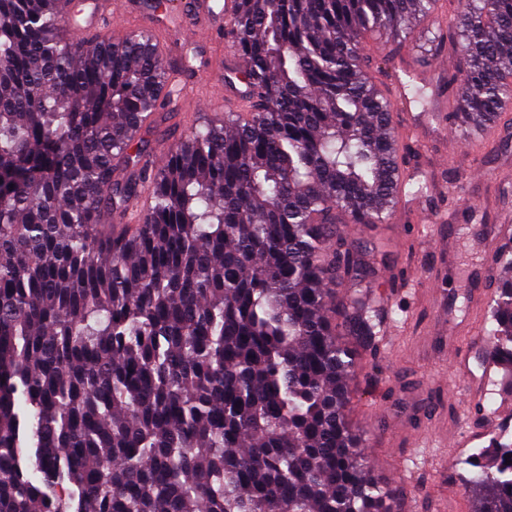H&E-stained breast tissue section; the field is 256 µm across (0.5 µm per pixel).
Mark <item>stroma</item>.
Returning a JSON list of instances; mask_svg holds the SVG:
<instances>
[{
  "label": "stroma",
  "mask_w": 512,
  "mask_h": 512,
  "mask_svg": "<svg viewBox=\"0 0 512 512\" xmlns=\"http://www.w3.org/2000/svg\"><path fill=\"white\" fill-rule=\"evenodd\" d=\"M433 20L421 24L418 47L391 54L371 48L369 72L386 81L396 64L430 65L435 56L448 61L449 72L460 69V55L453 45L435 49ZM180 52L192 69L184 91L170 110L167 120L148 133L149 154L163 155L184 130L201 122L203 113L194 111L197 84L211 67L209 51L182 34ZM408 166L413 167L426 194L419 204L430 212L453 213L454 227L439 225L437 242L420 238L412 215L394 211L388 223L352 225L349 217L341 224L347 241L359 247L369 274L360 284L342 282L341 295L367 294L381 309L394 310L409 322L392 350H379L364 356L352 385L350 411L366 432L365 452L376 471L397 468L407 451L409 434L421 427L443 430L452 424L454 404L448 401V333L439 323L447 316L465 318L476 299L467 284L477 276L483 263L482 228L496 223L499 214L512 211V181L500 185L474 178L471 160L463 152L441 156L434 151L419 154L410 149ZM431 269L449 276L450 290L440 294L420 289L411 294L399 289L406 275L424 277ZM470 451H462L448 461L419 464L409 484L391 487L393 512H448L449 499H459L462 512H472L473 504L465 491L471 474L467 461Z\"/></svg>",
  "instance_id": "1"
}]
</instances>
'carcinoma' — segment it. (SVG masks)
<instances>
[{
    "label": "carcinoma",
    "mask_w": 512,
    "mask_h": 512,
    "mask_svg": "<svg viewBox=\"0 0 512 512\" xmlns=\"http://www.w3.org/2000/svg\"><path fill=\"white\" fill-rule=\"evenodd\" d=\"M51 2L0 0V512H391L348 415L380 321L329 285L366 274L338 216L386 223L404 162L365 35L410 44L439 0H240L255 104L157 165L163 53L69 39ZM456 19L448 119L492 126L512 0ZM491 317L512 363V280ZM472 467L473 512H512V445Z\"/></svg>",
    "instance_id": "cac0c4a2"
}]
</instances>
